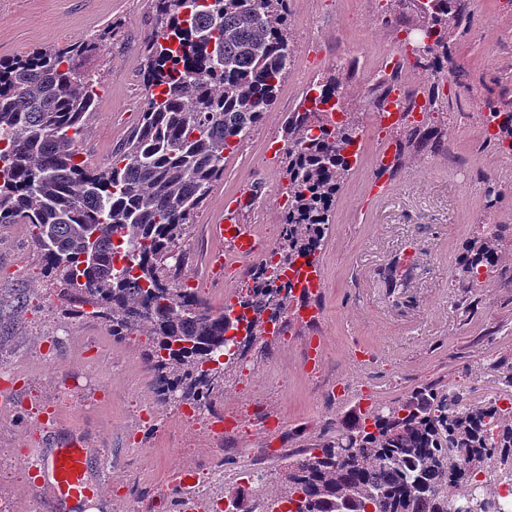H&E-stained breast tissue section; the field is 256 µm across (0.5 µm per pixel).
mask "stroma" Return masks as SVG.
Segmentation results:
<instances>
[{"label":"stroma","instance_id":"35a3bbf8","mask_svg":"<svg viewBox=\"0 0 512 512\" xmlns=\"http://www.w3.org/2000/svg\"><path fill=\"white\" fill-rule=\"evenodd\" d=\"M290 10L295 62L265 122L226 153L224 174L185 242L183 272L197 280L211 307H221L224 286L206 268L218 247L207 229L221 218L225 197L259 187L246 221L280 224L284 161L268 162L266 146L283 140V121L303 100L308 81L354 61L359 67L349 78L345 107L358 117L359 151L319 253L324 286L312 298L317 319L308 324L285 310L279 336L258 337L225 364L219 407L270 402L293 449L330 438L356 399L332 408L316 394L301 372L311 336L319 338L318 356L329 372L370 398L390 403L426 384L460 391L470 403L503 395L497 365L512 362V282L497 271L472 285L460 279L458 267L466 243L491 224L512 263V159L479 146L487 100L512 84V0H471L463 27L450 30L442 73L405 69L411 91L447 78L446 107L426 118L445 133L446 144L432 155L408 151L392 173L377 158L404 140L414 122L380 125L359 88L372 84L384 54L399 52L398 31L413 27L414 4L290 0ZM152 15V0H0V57L103 37L102 52L81 67L100 76L104 88L85 127L89 165L107 163L140 119ZM22 294L27 301L20 307ZM60 327L69 328V340L45 359L46 338ZM143 344V337L117 339L101 322L65 312L46 291L28 228L0 225V362L10 364L21 401L13 413H0V490L12 512H48L14 457L39 461L76 433L108 450L95 474L104 512H177L181 493L169 484V470L186 467L202 477L236 465L235 450L187 427L178 407L159 406ZM360 348L380 360L365 375L358 371Z\"/></svg>","mask_w":512,"mask_h":512}]
</instances>
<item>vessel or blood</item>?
Returning <instances> with one entry per match:
<instances>
[{
  "mask_svg": "<svg viewBox=\"0 0 512 512\" xmlns=\"http://www.w3.org/2000/svg\"><path fill=\"white\" fill-rule=\"evenodd\" d=\"M239 211L237 198L225 199L224 219L209 227L211 237L220 244L210 255L211 272L219 279L230 257H254L263 251L252 225L240 222ZM96 454V449L76 435L34 466L32 485L42 493L50 512H57L62 505L72 512H89L97 505L99 486L89 475V463Z\"/></svg>",
  "mask_w": 512,
  "mask_h": 512,
  "instance_id": "obj_1",
  "label": "vessel or blood"
}]
</instances>
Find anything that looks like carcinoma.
Here are the masks:
<instances>
[{
  "label": "carcinoma",
  "instance_id": "carcinoma-1",
  "mask_svg": "<svg viewBox=\"0 0 512 512\" xmlns=\"http://www.w3.org/2000/svg\"><path fill=\"white\" fill-rule=\"evenodd\" d=\"M458 0H427L422 24L436 39L419 66L448 59V26L465 18ZM155 28L143 56L147 96L139 123L92 167L81 158L97 83L78 62L103 44L75 40L0 57V224H25L43 277L57 296L92 311L117 338L145 337L153 381L172 380L163 404L209 398L224 379L227 333L238 319L189 303L173 288L181 244L224 174V152L250 138L271 111L296 47L288 0H154ZM320 94L345 101L330 74ZM494 140L512 146V111L494 103L484 116ZM288 208L278 266L317 258L359 141L351 113L332 121L299 105L283 123ZM443 136L415 126L408 142L435 152ZM497 230L471 241L461 272L472 282L502 262ZM252 291L265 294L246 335L263 334L262 309L281 315L296 297L263 267ZM512 472V399L464 402L433 384L374 411L341 418L336 436L288 458L284 499L295 512H497L494 492L454 496L490 461Z\"/></svg>",
  "mask_w": 512,
  "mask_h": 512
}]
</instances>
